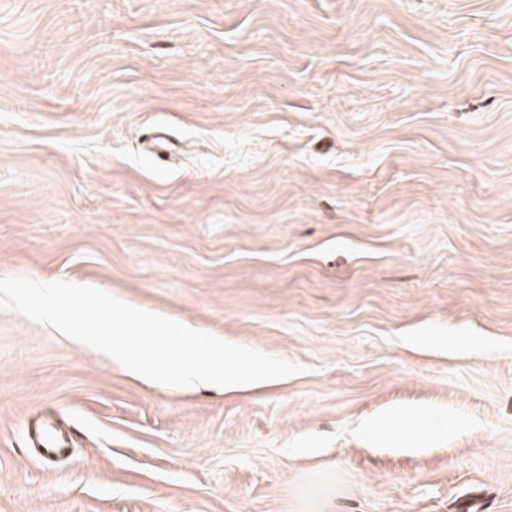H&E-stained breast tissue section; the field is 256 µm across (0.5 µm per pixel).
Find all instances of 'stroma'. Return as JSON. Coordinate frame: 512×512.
Segmentation results:
<instances>
[{
    "instance_id": "stroma-1",
    "label": "stroma",
    "mask_w": 512,
    "mask_h": 512,
    "mask_svg": "<svg viewBox=\"0 0 512 512\" xmlns=\"http://www.w3.org/2000/svg\"><path fill=\"white\" fill-rule=\"evenodd\" d=\"M3 277L305 371L148 384L0 308V512H512V0H0ZM38 440L45 456H56L64 449V442L60 433L50 425H45L39 429Z\"/></svg>"
}]
</instances>
